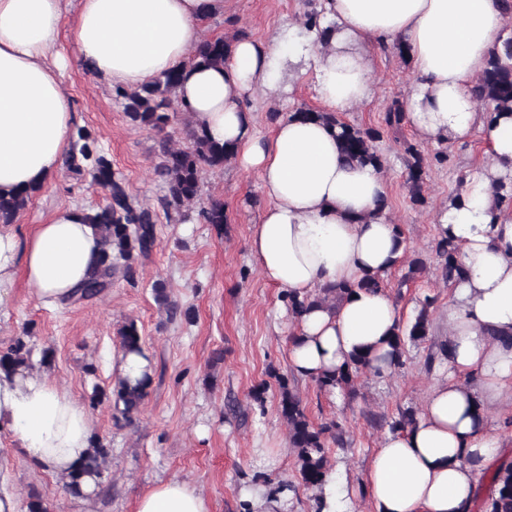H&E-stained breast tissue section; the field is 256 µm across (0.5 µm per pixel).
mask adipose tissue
<instances>
[{
	"instance_id": "ef3b65f1",
	"label": "adipose tissue",
	"mask_w": 512,
	"mask_h": 512,
	"mask_svg": "<svg viewBox=\"0 0 512 512\" xmlns=\"http://www.w3.org/2000/svg\"><path fill=\"white\" fill-rule=\"evenodd\" d=\"M322 7L328 44L293 26L268 43L234 40L219 67L188 58L203 22L223 16L224 0H80L71 38L97 76L125 88L180 70L178 100L195 127L228 145L234 164L260 179L267 205L250 229L249 249L266 282L301 296L354 285L335 309L314 306L291 318L290 365L311 381L356 354L389 373L397 305L387 290L356 283L391 271L408 242L383 206V171L347 163L335 127L287 116L263 137L246 98L276 93L286 67L308 66L325 111L358 105L373 88L363 45L378 39L405 51L407 109L421 139L443 143L480 132L489 166L435 214L465 268L448 312L449 372L430 386L412 427L381 439L365 478L375 512H471L484 470L511 443L490 430L488 418L512 404V213L495 208L492 189L494 179L512 175V116L489 118L472 89L488 57L512 46V13L502 0H323ZM61 21V0H0L1 196L45 184L69 149L72 102L48 62ZM100 252L77 207L57 209L23 244L1 225L0 306L20 277L42 303L66 301ZM0 430L12 433L30 463L60 476L91 446L85 408L24 368L0 372ZM136 512L211 508L196 486L172 478L143 492Z\"/></svg>"
}]
</instances>
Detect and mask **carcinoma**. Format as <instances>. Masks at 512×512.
<instances>
[{
	"label": "carcinoma",
	"mask_w": 512,
	"mask_h": 512,
	"mask_svg": "<svg viewBox=\"0 0 512 512\" xmlns=\"http://www.w3.org/2000/svg\"><path fill=\"white\" fill-rule=\"evenodd\" d=\"M229 42L222 39L206 38L194 48L191 61L201 66L224 64ZM180 73L172 70L136 89L117 88V97L122 100L123 110L130 121L147 128L159 136L157 153L160 157L159 171L164 178L165 195L161 198L163 207L180 218L186 211L199 207L198 215L208 224L224 223V203L201 197L202 173H213L224 169L231 158V152L224 145H218L201 136L191 121L184 124L186 145L178 146L168 135L167 128L179 108L176 90ZM474 96L488 112L512 113V52L507 58L493 54L488 59L480 79L473 89ZM293 115L302 118H317L331 123L338 129V139L343 153L352 161L383 165V158L376 148L383 132L379 128H361L342 121L337 114L300 107ZM407 118L402 104L398 102L386 110L384 128L397 130ZM407 158L408 183L413 204L424 206L427 199L423 194L425 158L421 148L409 140L400 141ZM68 167L81 174L88 172L92 181L109 192L107 203L85 214L86 223L92 225L101 238L102 249L97 269L74 293L78 300H91L112 285V278L122 274L125 278L134 275V264L138 257L148 255L155 246V212L148 206L134 202L122 186V175L112 168L111 161L103 154L97 140L86 131H78L77 140L68 155ZM37 189L23 190L9 198L0 196V223L11 224L30 203ZM437 270L441 279L451 285L461 279L463 266L457 259V248L443 235H438L433 247ZM376 289L386 287L385 279L366 276L357 284L335 285L321 288L318 293L303 299L286 295L288 306L297 312L312 305L335 306L354 288ZM434 299L426 296L420 301L413 320L398 329L390 342L393 368L404 366L406 342L423 341L432 330ZM121 347L129 352L140 353L142 337L135 322L126 323L119 331ZM31 367V351L19 340L7 350L0 352V370H14ZM369 371V359L359 355L350 359L335 373L317 380L321 390L346 389L356 379ZM280 415L288 425V439L296 449V468L303 484L319 488L330 471L326 441L332 439L337 446L345 445L344 430L331 421L320 426L313 425L307 418L302 401L289 386L287 379L278 378ZM148 385L143 382L131 384L120 381L112 391L113 408L122 417L129 419L138 411L147 396ZM92 451L68 475L66 488L73 494H80L87 479H101L108 449L98 440H92ZM483 480L497 488L498 496L485 498L482 508L485 512H512V461L503 462L493 471L487 472Z\"/></svg>",
	"instance_id": "1"
}]
</instances>
